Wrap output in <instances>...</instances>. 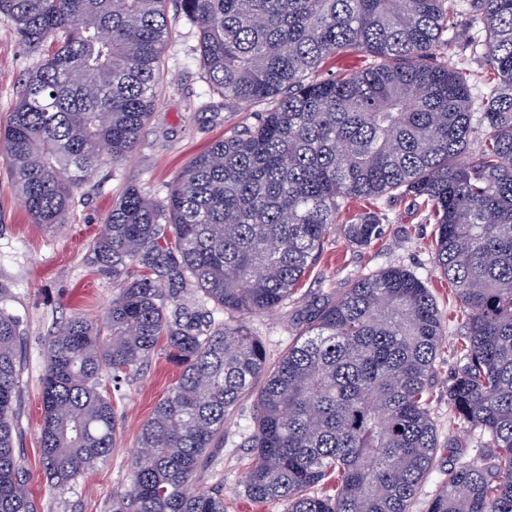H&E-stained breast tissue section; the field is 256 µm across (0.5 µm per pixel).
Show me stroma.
<instances>
[{"mask_svg":"<svg viewBox=\"0 0 512 512\" xmlns=\"http://www.w3.org/2000/svg\"><path fill=\"white\" fill-rule=\"evenodd\" d=\"M168 20L171 34L163 55L164 81L139 148L120 165L101 166L77 189L62 230L51 235L34 224L14 190L7 167L0 163V287L5 288L8 305L21 318L23 329L15 448L30 470L29 488L36 512H112L110 494L129 484L140 428L179 376L164 351H156L142 370L122 380L115 394L119 429L107 462L65 489L53 491L46 486L38 456L45 340L62 320L78 313L103 322L122 282L141 273L138 266L131 265L115 278L97 273L85 262L113 199L130 184L152 198L163 199L191 158L234 130L255 123L259 111L255 105L225 108L223 98L213 93L202 77L197 28L173 9ZM456 23L458 36L439 52V62L450 66L464 62L473 72L485 74V66L473 57L468 45L472 17L467 7L458 8ZM33 65L11 21L0 17V127L13 110L20 79ZM379 207L383 215L381 236L366 246L340 236L329 239L294 297L275 311L249 317L247 324L264 344L269 361L274 362L287 350L295 327L309 311L336 299L360 276L400 266L432 289L440 312L450 324L434 363L430 388L438 437L437 466L410 506V512H425L448 467L472 460L489 463L490 451L474 445L456 447L461 429L448 423V385L461 366L457 354L461 336L454 320L455 308L448 299L449 284L433 263L434 227L424 221L421 209L411 199L385 197ZM254 403V395H247L229 414L224 440L210 449L197 479L201 486L223 493L224 512H287L283 501L255 503L244 495L251 458L248 442L255 432Z\"/></svg>","mask_w":512,"mask_h":512,"instance_id":"obj_1","label":"stroma"}]
</instances>
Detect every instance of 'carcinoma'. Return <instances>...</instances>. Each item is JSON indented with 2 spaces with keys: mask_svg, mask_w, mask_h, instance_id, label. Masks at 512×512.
<instances>
[{
  "mask_svg": "<svg viewBox=\"0 0 512 512\" xmlns=\"http://www.w3.org/2000/svg\"><path fill=\"white\" fill-rule=\"evenodd\" d=\"M169 0H0L36 64L0 130V158L33 222L66 223L74 192L139 147L162 83ZM224 106L265 104L252 125L182 169L167 196L130 184L87 264L122 283L107 333L75 315L43 350L39 463L64 489L106 461L118 419L103 374L139 370L159 342L180 368L142 425L112 512H224L197 484L207 452L257 392L244 492L288 512H409L437 449L429 383L446 334L425 283L401 267L358 278L313 310L275 363L240 319L291 299L341 233L367 245L376 212L409 196L435 224L433 259L466 340L448 384L458 424L492 449L448 468L426 512H512V0H469L470 50L493 80L434 63L454 30L448 0H176ZM372 62L320 76L330 57ZM483 132L470 150L475 127ZM196 288L230 317L185 299ZM0 289V512H34L14 448L19 318Z\"/></svg>",
  "mask_w": 512,
  "mask_h": 512,
  "instance_id": "carcinoma-1",
  "label": "carcinoma"
}]
</instances>
